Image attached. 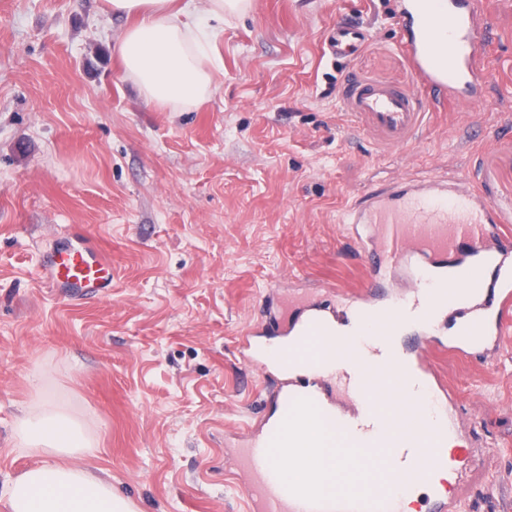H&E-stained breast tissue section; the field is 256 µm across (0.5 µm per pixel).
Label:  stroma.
Listing matches in <instances>:
<instances>
[{
	"mask_svg": "<svg viewBox=\"0 0 512 512\" xmlns=\"http://www.w3.org/2000/svg\"><path fill=\"white\" fill-rule=\"evenodd\" d=\"M489 2L483 102L465 120L439 107L387 152L337 91L349 72L410 82L399 0H252L224 21L217 92L188 112L145 105L104 0H0V486L35 463L12 440L35 375L97 440L84 465L139 512H246L224 434L269 387L236 340L271 281L359 286L366 263L337 218L395 174L472 179L512 212V0ZM339 18L375 31L344 64L324 53ZM67 245L111 262L107 296L50 286L43 256ZM429 356L491 451L461 512H512V353L492 373Z\"/></svg>",
	"mask_w": 512,
	"mask_h": 512,
	"instance_id": "35a3bbf8",
	"label": "stroma"
}]
</instances>
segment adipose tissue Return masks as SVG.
<instances>
[{"instance_id":"1","label":"adipose tissue","mask_w":512,"mask_h":512,"mask_svg":"<svg viewBox=\"0 0 512 512\" xmlns=\"http://www.w3.org/2000/svg\"><path fill=\"white\" fill-rule=\"evenodd\" d=\"M105 5L129 21L115 51L144 103L190 111L215 89L220 64L213 51L225 16L247 12L250 0H105ZM14 434L37 462L0 487L9 512H138L131 500L113 493L108 480L73 465V458L95 455L97 444L52 400L22 406ZM321 441L317 457L298 449L300 464L290 476L300 480L314 471L328 492H357L365 476L338 469L336 459L357 455L360 445L340 430L322 433Z\"/></svg>"}]
</instances>
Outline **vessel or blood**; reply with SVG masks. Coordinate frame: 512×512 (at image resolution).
Wrapping results in <instances>:
<instances>
[{
    "mask_svg": "<svg viewBox=\"0 0 512 512\" xmlns=\"http://www.w3.org/2000/svg\"><path fill=\"white\" fill-rule=\"evenodd\" d=\"M485 0H436L433 10L397 14L410 35L401 46L414 82L395 86L349 78L339 102L381 148L408 145L425 125L430 95L457 107L482 101L489 70L478 34ZM371 39L370 29L336 23L326 40L338 63ZM339 222L369 261L359 289L311 288L292 278L279 310L239 333L236 351L260 377L275 376L256 421L224 436L248 512H405L406 497L426 493L427 512H458L459 499L434 483L458 471L448 445L466 426L457 392L429 360L433 347L493 370L512 334V215L472 181L399 175L348 205ZM52 287L107 293L112 264L92 250L61 248L43 263ZM413 329V343L403 334ZM285 336L287 356L266 337ZM367 439L360 458L376 479L355 494L328 495L316 475L286 478L293 456L279 440L314 448L313 416Z\"/></svg>",
    "mask_w": 512,
    "mask_h": 512,
    "instance_id": "obj_1",
    "label": "vessel or blood"
}]
</instances>
